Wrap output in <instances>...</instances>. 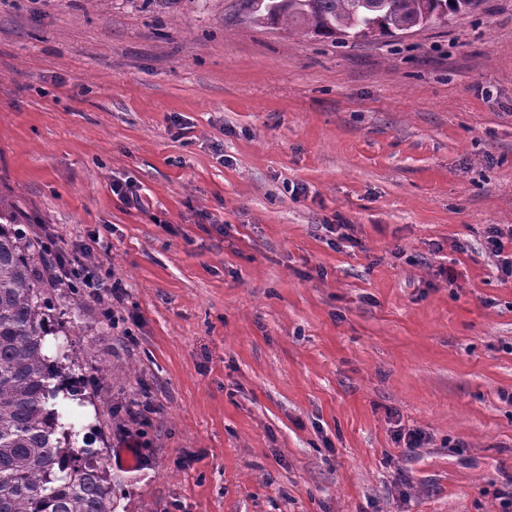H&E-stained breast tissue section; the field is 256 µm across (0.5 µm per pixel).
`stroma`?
<instances>
[{"label": "stroma", "mask_w": 512, "mask_h": 512, "mask_svg": "<svg viewBox=\"0 0 512 512\" xmlns=\"http://www.w3.org/2000/svg\"><path fill=\"white\" fill-rule=\"evenodd\" d=\"M0 197L125 289L121 328L50 289L46 339L116 512H503L512 0L352 47L237 0H0Z\"/></svg>", "instance_id": "1"}]
</instances>
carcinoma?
<instances>
[{
	"label": "carcinoma",
	"mask_w": 512,
	"mask_h": 512,
	"mask_svg": "<svg viewBox=\"0 0 512 512\" xmlns=\"http://www.w3.org/2000/svg\"><path fill=\"white\" fill-rule=\"evenodd\" d=\"M272 26H297L343 43L394 38L464 16L472 0H238ZM46 245L0 200V512H115L112 478L75 424L61 422L60 362L46 337L61 326L38 276Z\"/></svg>",
	"instance_id": "1"
}]
</instances>
